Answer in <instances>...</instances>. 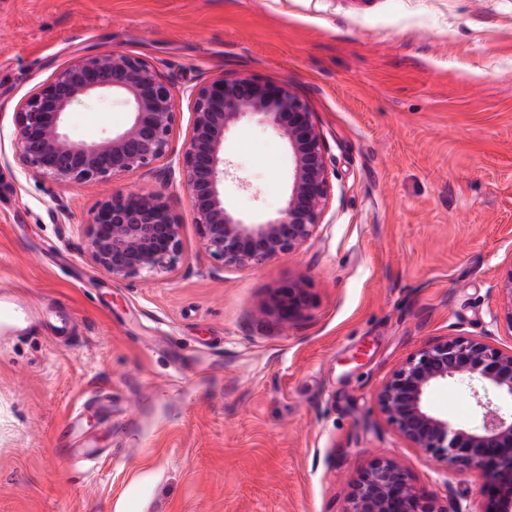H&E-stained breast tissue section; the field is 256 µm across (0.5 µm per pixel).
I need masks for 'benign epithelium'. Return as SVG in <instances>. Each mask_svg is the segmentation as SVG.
<instances>
[{"label": "benign epithelium", "instance_id": "7a95c632", "mask_svg": "<svg viewBox=\"0 0 512 512\" xmlns=\"http://www.w3.org/2000/svg\"><path fill=\"white\" fill-rule=\"evenodd\" d=\"M102 91L122 94L132 120L124 130L87 143L63 131L66 112ZM192 125L179 158L201 248L226 267L260 264L299 250L323 223L330 183L313 113L285 84L252 76H218L192 89ZM177 98L143 59L114 50L85 56L22 102L15 112V158L25 173L53 180H106L165 157ZM250 119L269 126L292 159L283 207L249 221L224 205L229 162L224 138ZM86 258L115 282L168 273L182 254V224L160 193L114 195L80 225ZM495 323L512 337V255L495 284ZM300 284L280 291L270 309L292 321L307 305ZM463 379L491 387L501 404L476 390L480 424L457 423L430 404L439 386ZM377 405L387 422L434 466L480 472L488 481L485 512H512V348L483 339L446 337L410 355L383 382ZM349 512H447L418 490L399 463L377 456L354 482Z\"/></svg>", "mask_w": 512, "mask_h": 512}]
</instances>
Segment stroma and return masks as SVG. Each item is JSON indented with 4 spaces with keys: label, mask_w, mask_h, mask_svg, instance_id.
Returning a JSON list of instances; mask_svg holds the SVG:
<instances>
[{
    "label": "stroma",
    "mask_w": 512,
    "mask_h": 512,
    "mask_svg": "<svg viewBox=\"0 0 512 512\" xmlns=\"http://www.w3.org/2000/svg\"><path fill=\"white\" fill-rule=\"evenodd\" d=\"M125 51L179 92L170 154L106 181L24 174L14 114L80 56ZM287 83L314 116L330 201L291 254L226 268L198 240L177 166L185 90L217 75ZM119 95L76 103L65 131L124 129ZM226 206L283 204L291 157L266 125L224 141ZM162 193L182 225L171 273L115 282L78 231L113 194ZM512 254V0H0V292L26 290L70 318L0 345V512H348L375 455L438 501L483 512L480 473L436 471L380 413L376 393L411 354L447 336L498 345L494 285ZM299 283L292 321L270 304ZM465 380L433 391L480 422ZM98 398L68 460L74 409Z\"/></svg>",
    "instance_id": "35a3bbf8"
}]
</instances>
